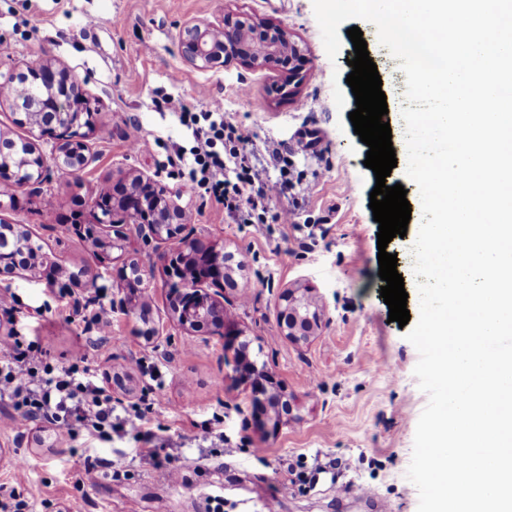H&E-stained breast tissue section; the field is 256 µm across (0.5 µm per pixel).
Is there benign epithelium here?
I'll return each mask as SVG.
<instances>
[{"label": "benign epithelium", "instance_id": "1", "mask_svg": "<svg viewBox=\"0 0 512 512\" xmlns=\"http://www.w3.org/2000/svg\"><path fill=\"white\" fill-rule=\"evenodd\" d=\"M178 45L181 57L190 65L206 70L235 62L254 70L278 72L288 70L284 81L276 89L290 95L296 92L303 75L294 67L302 55L300 45L292 40L288 29L280 23L257 18L244 10H227L216 23L195 20L185 22L179 31ZM32 80L18 81L13 75L0 82V98L10 101L15 112L23 115L18 123L26 128L25 137L14 140L0 136V142L12 146L13 154L0 152V185L8 186L9 195L26 191L42 200L48 195L44 185L53 174L61 172L79 178L94 161L87 145L88 130L94 124L95 109L76 77L58 69L50 59L30 68ZM50 137L57 140L53 164H47L39 151V143ZM112 200H95V222L90 224L91 238H97V226L112 230L117 239L131 235L148 245L176 239L177 252L185 257L204 251L210 255L216 249L184 233V211L178 204L179 193L161 181L143 175L121 183L105 184ZM0 227L13 231L14 246L26 255L24 265L0 252V284L20 271L33 275L47 267L58 266L57 254L48 248L32 230L15 229L3 222ZM166 275L167 297L177 322L186 330L201 326L213 336L224 338V350H234V362L242 364L246 342L242 333L229 330L224 322V304L201 290L200 278L180 277L179 263L174 255L160 254ZM309 288H289L282 295L285 306L280 314L281 333L290 340L309 341L321 327L324 311ZM256 408L268 412L282 401L284 395L273 379L262 373L252 381Z\"/></svg>", "mask_w": 512, "mask_h": 512}]
</instances>
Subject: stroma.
I'll return each instance as SVG.
<instances>
[{"label": "stroma", "mask_w": 512, "mask_h": 512, "mask_svg": "<svg viewBox=\"0 0 512 512\" xmlns=\"http://www.w3.org/2000/svg\"><path fill=\"white\" fill-rule=\"evenodd\" d=\"M242 8L286 25L300 41L305 79L297 95L271 92L276 74L232 64L199 70L184 62L178 33L184 22H213L222 10ZM95 27H87V19ZM386 95L397 165L387 186L403 185L411 205L405 236L393 238L411 318L419 316L411 244L422 221L419 189L406 174L408 156L401 109L405 75L378 40L376 27L359 21ZM340 50L329 59L315 19L313 0H0V71L19 72L50 52L84 86L98 111L88 144L95 161L81 181L54 175L48 191L58 202L18 193L0 209V219L26 224L55 249L64 268L54 280L13 278L0 288V336L9 329L51 345L66 361L82 350L89 375L113 401L153 405L160 438L175 447L152 449L135 432L101 440L71 438L65 428L44 423L17 427L0 415V488L13 483L12 463L24 458L31 477L28 496L35 512H204L207 497L224 498V512H264L277 499L279 512H374L373 502L337 496L336 483L350 482L386 504L388 512H417L418 491L407 477L416 426L428 397L414 368L419 355L380 296L377 233L369 207L376 179L365 167L368 147L355 134L349 114L355 98L346 82L355 56L346 28ZM224 103L226 113L257 134L262 155L288 162L292 182L281 206H294V224L274 225L270 239L235 223L206 194L192 189L164 161L173 145L189 138L170 110H158L156 95L188 101L200 88ZM141 128L130 151L125 134ZM131 173L159 177L180 193L185 222L194 237L216 245L232 266L234 285L211 287L224 299L229 328L242 331L251 355L266 365L288 393L290 409L279 429L264 434L253 418L249 385L234 379L223 339L199 331L187 335L170 324L159 338L140 335L138 310L168 320L161 247L130 241L127 250L145 274L142 288H125L117 266L101 274L92 242L68 230L70 211L93 220L92 201L105 182ZM84 269L80 282L68 271ZM312 287L325 308L318 336L295 342L281 335L277 316L285 289ZM79 302L110 322L107 349L97 348L75 313ZM122 375L126 389L112 384ZM223 415L230 453L215 456L201 439L214 415ZM265 451L264 458L254 449ZM100 461L95 484H83L87 460ZM178 467L179 482L166 476Z\"/></svg>", "instance_id": "35a3bbf8"}]
</instances>
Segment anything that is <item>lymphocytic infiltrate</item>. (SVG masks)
I'll return each instance as SVG.
<instances>
[{
  "label": "lymphocytic infiltrate",
  "mask_w": 512,
  "mask_h": 512,
  "mask_svg": "<svg viewBox=\"0 0 512 512\" xmlns=\"http://www.w3.org/2000/svg\"><path fill=\"white\" fill-rule=\"evenodd\" d=\"M197 99L191 105L167 97L157 104L178 112L181 124L192 131L191 146L177 148L169 165L261 238L271 237L273 225L294 223V213L278 204L288 191L287 174L272 176L257 160L255 134L227 115L221 100L203 90ZM85 360L76 350L66 364L53 363L37 341L9 331L0 336V401L21 419L65 426L74 438L83 433L107 438L130 428L143 441H156L146 412L113 405L90 378Z\"/></svg>",
  "instance_id": "obj_1"
}]
</instances>
